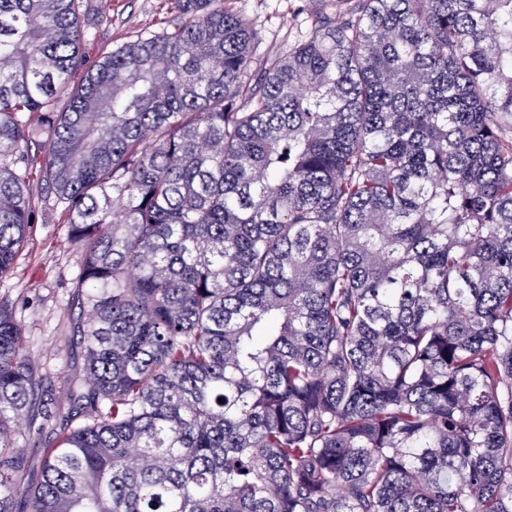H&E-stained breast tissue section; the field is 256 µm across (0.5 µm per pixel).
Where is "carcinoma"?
<instances>
[{"mask_svg": "<svg viewBox=\"0 0 512 512\" xmlns=\"http://www.w3.org/2000/svg\"><path fill=\"white\" fill-rule=\"evenodd\" d=\"M336 3L272 60L174 0L72 87L79 0H0V279L41 133L89 306L63 412L0 298V512H512V0ZM38 419L35 423L30 424L28 418L22 421L20 431V448H24V455L28 461V471L25 483L34 485L40 477V460L44 450L48 446V441L54 437L51 425L43 426V429L38 430L41 424Z\"/></svg>", "mask_w": 512, "mask_h": 512, "instance_id": "obj_1", "label": "carcinoma"}]
</instances>
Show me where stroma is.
Here are the masks:
<instances>
[{"label":"stroma","mask_w":512,"mask_h":512,"mask_svg":"<svg viewBox=\"0 0 512 512\" xmlns=\"http://www.w3.org/2000/svg\"><path fill=\"white\" fill-rule=\"evenodd\" d=\"M265 35L269 55H284L289 46L308 37L320 13L335 16L331 0H231ZM86 64L116 47L173 27L180 18L170 0H82ZM44 149L32 142L26 175L33 188L32 220L12 271L0 279V297L13 304L24 330V349L46 376L48 393L59 407H67L69 386L81 378L85 347L77 334L84 319L74 293L79 255L68 237V215L63 203L43 177ZM20 446L28 461L27 484L40 477V460L53 438L50 428L22 422Z\"/></svg>","instance_id":"stroma-1"}]
</instances>
